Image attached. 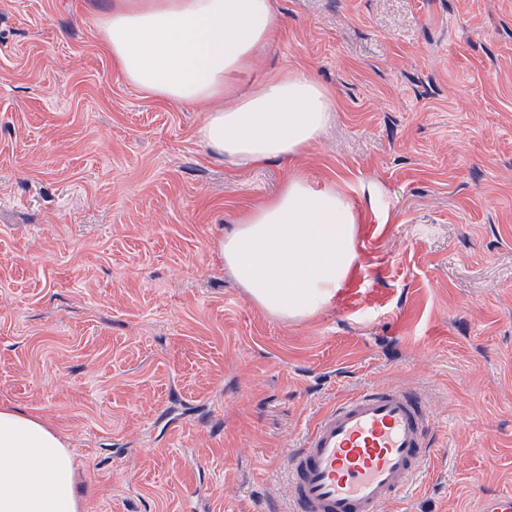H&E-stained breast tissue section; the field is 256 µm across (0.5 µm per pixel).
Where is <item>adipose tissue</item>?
Instances as JSON below:
<instances>
[{
  "instance_id": "obj_1",
  "label": "adipose tissue",
  "mask_w": 512,
  "mask_h": 512,
  "mask_svg": "<svg viewBox=\"0 0 512 512\" xmlns=\"http://www.w3.org/2000/svg\"><path fill=\"white\" fill-rule=\"evenodd\" d=\"M285 24L273 0H115L95 25L120 74L180 104L204 105L197 138L238 168L300 156L336 99L300 71L241 93ZM361 214L301 174L232 224L220 255L250 299L282 319L316 314L347 281ZM67 444L41 417L0 406V512H80Z\"/></svg>"
}]
</instances>
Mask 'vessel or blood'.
Wrapping results in <instances>:
<instances>
[{
  "label": "vessel or blood",
  "mask_w": 512,
  "mask_h": 512,
  "mask_svg": "<svg viewBox=\"0 0 512 512\" xmlns=\"http://www.w3.org/2000/svg\"><path fill=\"white\" fill-rule=\"evenodd\" d=\"M431 454L428 405L369 386L324 411L288 455L289 512H381Z\"/></svg>",
  "instance_id": "vessel-or-blood-1"
}]
</instances>
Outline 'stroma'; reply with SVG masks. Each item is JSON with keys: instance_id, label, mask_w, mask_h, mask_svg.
Wrapping results in <instances>:
<instances>
[{"instance_id": "obj_1", "label": "stroma", "mask_w": 512, "mask_h": 512, "mask_svg": "<svg viewBox=\"0 0 512 512\" xmlns=\"http://www.w3.org/2000/svg\"><path fill=\"white\" fill-rule=\"evenodd\" d=\"M110 5L0 0V405L67 442L81 512H286L289 450L368 384L434 429L382 512L512 490V0H275L250 86L301 71L337 112L249 170L114 69ZM297 170L364 222L348 283L284 320L219 243Z\"/></svg>"}]
</instances>
